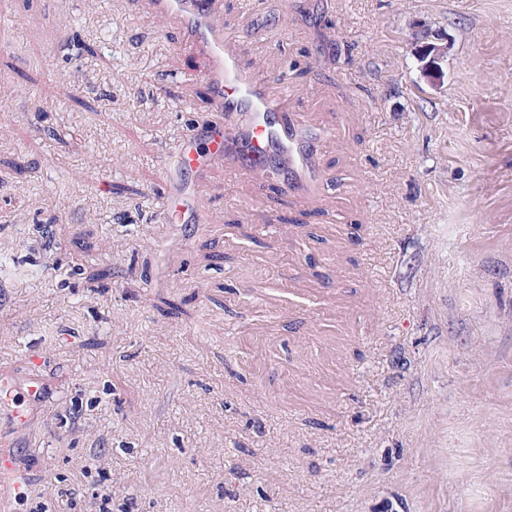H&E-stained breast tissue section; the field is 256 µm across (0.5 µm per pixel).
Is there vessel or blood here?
I'll return each instance as SVG.
<instances>
[{"label":"vessel or blood","mask_w":512,"mask_h":512,"mask_svg":"<svg viewBox=\"0 0 512 512\" xmlns=\"http://www.w3.org/2000/svg\"><path fill=\"white\" fill-rule=\"evenodd\" d=\"M162 21L178 23L187 40L204 48L209 63L204 79L210 88L215 117L199 131H191L177 145L173 158L177 170L203 178L207 165H221L243 152L247 173L273 174V159L287 160L288 189L312 194L318 180L319 145L334 139L335 131L314 128L300 114L289 111V92L270 96L252 76L250 66L230 49L224 37L223 0H147ZM206 216L195 204V186L173 178L168 187L162 223L199 224ZM44 396L38 379L24 381L0 377V420L27 426L30 407Z\"/></svg>","instance_id":"obj_1"}]
</instances>
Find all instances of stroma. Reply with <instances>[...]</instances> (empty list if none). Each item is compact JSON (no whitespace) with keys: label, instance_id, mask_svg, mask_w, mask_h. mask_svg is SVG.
I'll list each match as a JSON object with an SVG mask.
<instances>
[{"label":"stroma","instance_id":"1","mask_svg":"<svg viewBox=\"0 0 512 512\" xmlns=\"http://www.w3.org/2000/svg\"><path fill=\"white\" fill-rule=\"evenodd\" d=\"M224 32L341 134L317 200L216 166L162 224L204 53L142 0H0V373L41 348L51 394L0 426L12 512H512V0H224ZM430 37L425 29H420L413 33L412 40L421 74L429 84L436 85L440 83L443 74L440 63L444 59L445 47L432 41Z\"/></svg>","mask_w":512,"mask_h":512}]
</instances>
